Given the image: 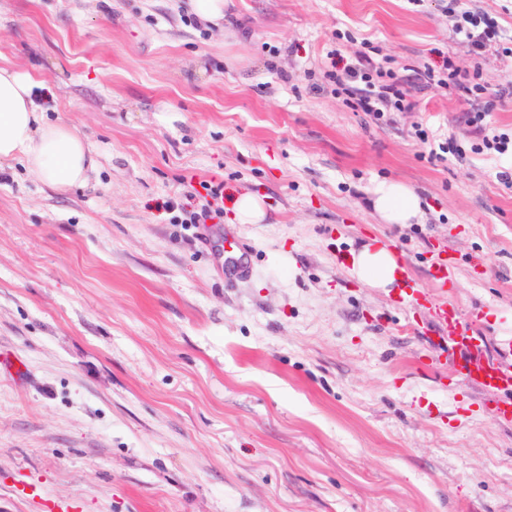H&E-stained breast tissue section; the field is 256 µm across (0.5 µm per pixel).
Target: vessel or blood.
I'll list each match as a JSON object with an SVG mask.
<instances>
[{
  "label": "vessel or blood",
  "instance_id": "1",
  "mask_svg": "<svg viewBox=\"0 0 512 512\" xmlns=\"http://www.w3.org/2000/svg\"><path fill=\"white\" fill-rule=\"evenodd\" d=\"M394 304L398 308L414 310L430 306L440 331L447 334L453 348V357L462 373L490 393L512 392V371L485 362L482 338L475 330L470 316L463 314L448 301L437 300L415 288L409 278H402L397 285Z\"/></svg>",
  "mask_w": 512,
  "mask_h": 512
}]
</instances>
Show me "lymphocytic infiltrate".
<instances>
[{"instance_id": "f902f5d3", "label": "lymphocytic infiltrate", "mask_w": 512, "mask_h": 512, "mask_svg": "<svg viewBox=\"0 0 512 512\" xmlns=\"http://www.w3.org/2000/svg\"><path fill=\"white\" fill-rule=\"evenodd\" d=\"M462 24L455 29L462 35L475 57H482L499 36L498 25L493 17L462 11ZM328 63L321 78L324 84L333 86L347 104L367 112L375 120H382L390 112H411L418 105L411 93V86L422 83L441 89H452L477 107L468 114L467 122L482 136L486 151L505 154L512 148V139L506 135L487 136L484 121L496 103L512 96V87L489 93L480 83L477 74L460 68L453 57H445L441 66H428L415 75H404L392 67L388 58L379 57L375 47L362 44L351 56L331 50L326 54Z\"/></svg>"}]
</instances>
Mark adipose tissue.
Here are the masks:
<instances>
[{
    "mask_svg": "<svg viewBox=\"0 0 512 512\" xmlns=\"http://www.w3.org/2000/svg\"><path fill=\"white\" fill-rule=\"evenodd\" d=\"M40 88L32 75L0 66V160H22L30 174L57 190L84 185L97 159L68 124L45 120ZM372 207L388 224H408L423 214L418 194L397 182L377 183ZM399 267L395 250L373 239L352 252L348 273L367 287L387 290L396 284Z\"/></svg>",
    "mask_w": 512,
    "mask_h": 512,
    "instance_id": "1",
    "label": "adipose tissue"
}]
</instances>
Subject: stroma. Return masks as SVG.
<instances>
[{
    "instance_id": "1",
    "label": "stroma",
    "mask_w": 512,
    "mask_h": 512,
    "mask_svg": "<svg viewBox=\"0 0 512 512\" xmlns=\"http://www.w3.org/2000/svg\"><path fill=\"white\" fill-rule=\"evenodd\" d=\"M502 51L470 55L461 9ZM0 0V65L99 165L60 193L0 162V512H512V422L346 257L393 245L419 286L448 267L490 360L512 368V158L473 149L468 101L418 90L377 121L314 88L371 41L512 85V0ZM430 140L461 156L430 162ZM413 188L384 224L371 189ZM262 197L260 224H181L200 182ZM243 245L234 259L224 241ZM188 7L194 16L203 24L219 27L224 26V0H187ZM372 207L386 224H411L423 214L418 194L397 182L377 183L373 189Z\"/></svg>"
}]
</instances>
